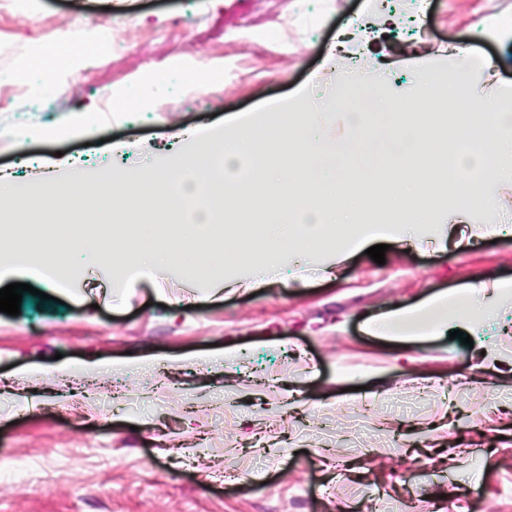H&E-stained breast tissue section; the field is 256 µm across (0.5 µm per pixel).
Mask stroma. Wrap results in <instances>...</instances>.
<instances>
[{
    "mask_svg": "<svg viewBox=\"0 0 512 512\" xmlns=\"http://www.w3.org/2000/svg\"><path fill=\"white\" fill-rule=\"evenodd\" d=\"M367 18L373 30L353 70L379 78V93L414 81L416 46L431 58L481 51L494 68L470 79L512 82V37L487 35L512 26V0H29L0 8V171L21 187L34 166L68 181L105 170L150 179L196 128L306 84L335 96L330 47ZM114 32L121 46L96 45L95 34ZM59 44L71 55L53 83L17 96L31 60ZM138 88L146 96L136 101ZM390 133L377 117L334 174L377 167ZM499 204L508 221L455 228L441 209L416 225L418 247L391 245L381 265L360 249L339 263L324 247L301 257L269 247L273 276L249 292L231 285L246 275L239 242L219 257L228 279L219 288L184 253L168 276L138 278L121 308L111 270L72 251L68 287L22 303L19 315L0 312V512H89L100 493L112 512H250L266 492L337 512L322 496L329 487L344 512H360L369 494L379 512H404L408 488L424 482L435 512H512V291L494 313L449 318L420 339L372 330L389 310L512 282V194ZM453 329L472 346L450 339ZM101 364L124 410L89 387ZM271 373L278 383L259 382ZM354 386L370 410L337 418ZM76 399L87 420L67 414ZM132 434L135 456L121 444ZM228 434L236 485L195 466ZM183 440L193 455L173 459L168 444ZM448 440L460 443L451 465L436 454Z\"/></svg>",
    "mask_w": 512,
    "mask_h": 512,
    "instance_id": "1",
    "label": "stroma"
}]
</instances>
